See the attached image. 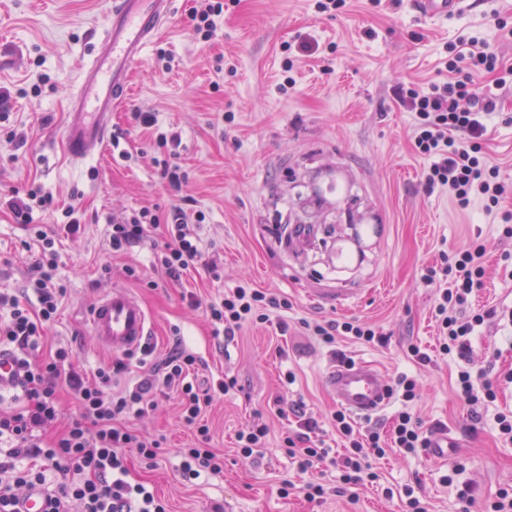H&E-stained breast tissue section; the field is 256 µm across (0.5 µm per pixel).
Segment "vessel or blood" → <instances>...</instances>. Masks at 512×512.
Wrapping results in <instances>:
<instances>
[{"mask_svg":"<svg viewBox=\"0 0 512 512\" xmlns=\"http://www.w3.org/2000/svg\"><path fill=\"white\" fill-rule=\"evenodd\" d=\"M416 3L422 14L434 19L462 12L464 0ZM172 6L173 0H113L93 59L69 100L62 142L71 162H82L103 146L112 113L128 93L131 69L143 58ZM89 324L96 343L111 352L135 353L148 341V313L141 299L126 289L116 288L101 297L90 310ZM325 385L342 408L360 416L382 411L392 397L386 378L366 362L331 367Z\"/></svg>","mask_w":512,"mask_h":512,"instance_id":"b4317fda","label":"vessel or blood"}]
</instances>
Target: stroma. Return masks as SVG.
<instances>
[{"label": "stroma", "instance_id": "1", "mask_svg": "<svg viewBox=\"0 0 512 512\" xmlns=\"http://www.w3.org/2000/svg\"><path fill=\"white\" fill-rule=\"evenodd\" d=\"M110 2L0 0V90L11 95V124L27 135L19 148L0 142V197L40 185L55 206L35 213L34 221L49 233L64 222L67 207L83 214L79 231L62 236L59 245L57 281L67 295L46 329V348L68 349L75 368L94 373L116 356L91 334L92 303L121 287L137 293L149 312L150 351L128 357L112 389L153 382L156 409L127 424L163 438L166 454L153 469L130 456L133 476L149 482L172 512H212L217 503L224 512H408L409 487L429 512H485L500 489L512 488V445L500 441L495 423L498 412L512 411V383L471 411L456 396V377L490 360L497 371H512V338L489 320L471 336L469 359L440 356L434 305L447 258L480 246L486 275L469 310L512 306V238L502 233V215L512 212V85L500 90L482 143L506 186L491 212L479 198L463 209L448 194L428 193L422 181L428 161L413 147L414 114L394 90L458 80L446 62L449 45L462 37L486 42L500 68H512V0H476V8L451 19L420 15L413 0H346L331 12L319 11L317 0H224L208 42L193 30L200 0H176L143 60L133 65L128 96L112 114L111 135L129 160L107 145L75 167L64 157L58 132ZM289 58L294 86L285 91ZM138 108L155 112L161 130L180 133V163L188 173L181 190H171L150 163L153 143L130 120ZM339 170L347 176L344 201L327 197L312 204L314 188L326 187ZM175 206L205 213L197 233L218 274L200 265L170 282L155 268L149 241L112 254L113 222L145 207L165 214ZM291 218L319 227L304 248L282 237L281 226ZM371 220L381 225L378 248L355 268L337 266V238ZM26 237L0 210L2 290L24 287L34 270L39 253L23 247ZM129 267L135 276H126ZM241 281L287 299L290 307L269 309L268 322L216 340L189 296L207 301ZM329 320L369 323L388 342L325 344L312 327ZM413 346L429 354V364L411 359ZM179 347L200 358L198 384L237 381L205 416L210 447L224 453V474L194 484L180 481L177 451L195 438L179 419L176 390L163 384V364ZM341 357L372 362L391 380L401 373L418 379L413 401L392 396L378 416L353 417L356 428L375 426L389 436L393 414L406 407L423 431L447 432L452 443L443 459L427 450L390 449L376 462L380 482L363 488L353 503L330 493L339 480L335 466L325 462L298 473L282 445L284 433L297 428L291 412L297 403L317 420L315 438L336 443L332 415L338 406L323 380ZM289 372L296 376L291 385ZM254 423L269 426L270 440L246 458L236 435ZM284 479L320 484L329 493L312 502L300 494L283 497L278 485ZM466 483L472 486L467 502L458 497Z\"/></svg>", "mask_w": 512, "mask_h": 512}]
</instances>
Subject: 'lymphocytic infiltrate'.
<instances>
[{
    "label": "lymphocytic infiltrate",
    "instance_id": "1",
    "mask_svg": "<svg viewBox=\"0 0 512 512\" xmlns=\"http://www.w3.org/2000/svg\"><path fill=\"white\" fill-rule=\"evenodd\" d=\"M402 101L415 114V147L430 161L424 172L426 189L448 191L463 208L475 198L483 199L487 207L498 206L506 188L481 146L488 133L486 118L497 107L495 94L476 93L474 80L468 77L431 86L426 92L407 90ZM131 122L155 129L154 163L162 179L171 188H179L185 178L177 162L180 134L156 130V118L150 112H133ZM204 219L203 212L190 215L178 206L164 217L144 208L113 224L110 247L121 253L144 242L149 231H160L164 242L156 253V265L169 281L178 282L204 261L192 230ZM33 234L41 247L37 278L20 293L0 292V309L8 313L0 321V345L11 347L19 367L12 396L16 407L0 412V512H19L23 496L35 487L45 489L50 512H169L167 503L149 485L130 479L125 455L126 449H135L144 464L152 467L163 454L159 440L138 434L126 424L129 415H143L152 406L151 383L140 382L115 394L109 387L111 377L124 371V363H114L111 370L100 369L89 377L63 371L69 356L65 348H57L46 358L39 355L45 329L57 317L66 290L53 281L58 266L55 236L38 228ZM453 268L450 286L438 291L435 316L442 336L441 353L464 359L477 327L494 317L512 325V312L488 310L462 316V309L483 286L481 249L458 251ZM276 305L285 309L289 303L239 285L209 301L205 311L214 334L231 338L245 324L267 322L266 307ZM198 363V357L185 349L177 350L165 363L164 380L177 386L181 421L198 440L197 446L178 452V470L189 481L224 472V455L209 447L210 430L201 415L216 396L228 393L234 385L233 380L222 379L199 387L190 379ZM491 373L488 367L475 373L460 371L458 399L474 407L482 400L495 399L499 382L512 383V373L499 380ZM66 395L77 401V416L64 415L61 402ZM333 421L347 442L342 454L332 455L325 442H312L316 423L309 418L300 419L297 431L284 436L283 443L300 471L332 462L341 472L335 492L352 502L362 486L379 480L374 462L386 455L388 447L414 453L430 444L418 419L405 409L395 414L387 442L375 429L355 430L343 412L334 413Z\"/></svg>",
    "mask_w": 512,
    "mask_h": 512
}]
</instances>
